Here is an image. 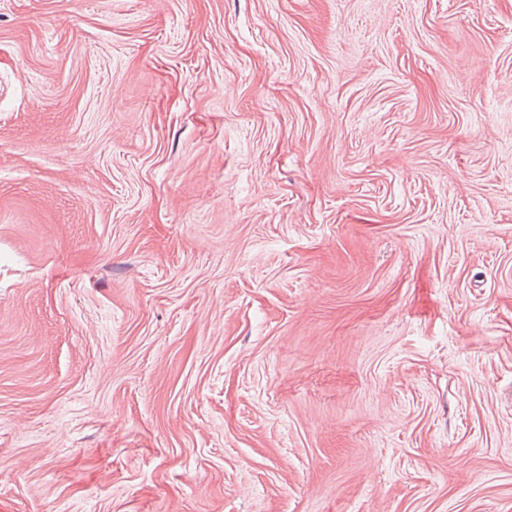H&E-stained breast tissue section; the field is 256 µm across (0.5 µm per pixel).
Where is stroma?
I'll use <instances>...</instances> for the list:
<instances>
[{
	"mask_svg": "<svg viewBox=\"0 0 512 512\" xmlns=\"http://www.w3.org/2000/svg\"><path fill=\"white\" fill-rule=\"evenodd\" d=\"M0 512H512V0H0Z\"/></svg>",
	"mask_w": 512,
	"mask_h": 512,
	"instance_id": "35a3bbf8",
	"label": "stroma"
}]
</instances>
